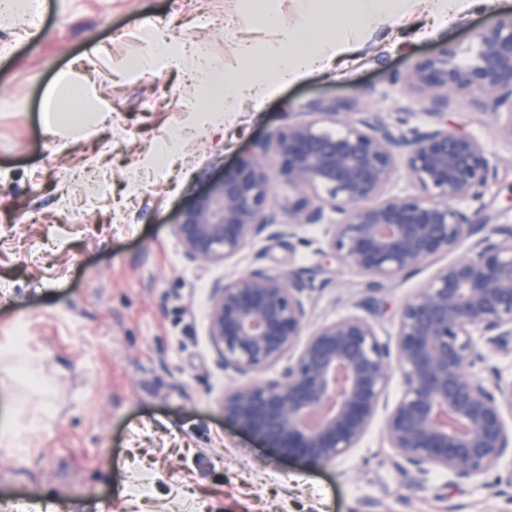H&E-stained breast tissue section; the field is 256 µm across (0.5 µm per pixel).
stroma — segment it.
Returning a JSON list of instances; mask_svg holds the SVG:
<instances>
[{
    "label": "stroma",
    "instance_id": "1",
    "mask_svg": "<svg viewBox=\"0 0 512 512\" xmlns=\"http://www.w3.org/2000/svg\"><path fill=\"white\" fill-rule=\"evenodd\" d=\"M270 5L280 18L273 29L243 18L239 0H43L39 22H0V418L41 419L27 447H0V512L23 500L47 512H360L368 500L380 512H512L486 476L457 482L434 467L413 485L381 422L359 448L312 466L253 441L221 405L237 381L208 336L215 282L255 269L293 273L314 285L304 333L357 315L389 344L400 306L448 255L374 292L364 276L323 260L312 228L250 242L208 267L184 258L175 233L198 194L315 103L346 100L407 129L429 126L406 75L446 45L467 61L474 31L512 0H479L445 30L409 7L361 31L362 48L339 75L316 72L262 102L242 100L223 124L180 139L210 100L179 63L125 75L149 51L146 31L202 48L232 80L246 69L243 47L296 27L306 8L305 0ZM63 71L95 83L111 116L52 139L44 102ZM448 123L487 147L496 172L486 211L512 224V142L465 96L452 101ZM167 147L175 164L166 178L129 193L130 173ZM78 171L105 178L107 193L74 180ZM62 195L84 224L71 226ZM19 361L38 367L36 387L17 382Z\"/></svg>",
    "mask_w": 512,
    "mask_h": 512
}]
</instances>
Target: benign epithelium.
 <instances>
[{
    "label": "benign epithelium",
    "mask_w": 512,
    "mask_h": 512,
    "mask_svg": "<svg viewBox=\"0 0 512 512\" xmlns=\"http://www.w3.org/2000/svg\"><path fill=\"white\" fill-rule=\"evenodd\" d=\"M455 57L444 47L406 77L432 127L404 130L350 103L317 104L314 117L297 116L224 172L176 225L185 258L209 266L285 227L321 224L318 253L366 277L374 292L470 241L402 304L392 350L359 316L300 340L313 290L301 277L256 269L213 284L208 336L224 372L246 378L224 396V415L284 458L325 464L357 447L396 369L401 393L383 436L414 484L430 466L465 481L512 459V371L486 364L479 348L512 349V225L459 207L483 198L495 167L485 145L447 119L449 102L467 95L512 142V15L478 33L467 63ZM272 154L295 194L288 226L268 205ZM400 156L420 188L414 196L388 194ZM327 206L334 224L323 223ZM294 350L280 375L256 377Z\"/></svg>",
    "instance_id": "obj_1"
}]
</instances>
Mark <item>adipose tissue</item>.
I'll list each match as a JSON object with an SVG mask.
<instances>
[{
	"label": "adipose tissue",
	"mask_w": 512,
	"mask_h": 512,
	"mask_svg": "<svg viewBox=\"0 0 512 512\" xmlns=\"http://www.w3.org/2000/svg\"><path fill=\"white\" fill-rule=\"evenodd\" d=\"M410 0H307L298 31L288 36L263 43L258 47L243 49L246 58L252 59L253 67L237 81L225 84L224 92L216 107L202 110L197 119L189 124V131L199 129L209 122L223 120L241 99L261 100L274 85L298 81L314 71H326L336 60L353 55L359 42L352 34L353 24L370 28L384 12L395 15L404 13ZM304 30L321 32L318 42L300 46V33ZM149 54L128 64L130 75L147 72L158 73L168 68L174 60L186 63L196 80L213 84L219 81V65L201 50H186L157 32H149ZM104 121L109 116L107 104L100 98L94 84L74 79L71 73H60L49 93L44 114V128L50 135H59L83 124L87 114Z\"/></svg>",
	"instance_id": "adipose-tissue-1"
}]
</instances>
